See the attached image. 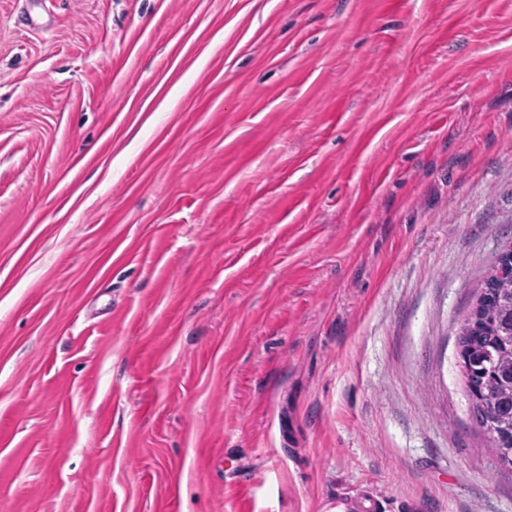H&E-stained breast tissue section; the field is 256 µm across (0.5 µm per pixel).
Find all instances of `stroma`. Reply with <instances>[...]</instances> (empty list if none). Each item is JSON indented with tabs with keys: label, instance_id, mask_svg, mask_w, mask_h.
<instances>
[{
	"label": "stroma",
	"instance_id": "obj_1",
	"mask_svg": "<svg viewBox=\"0 0 512 512\" xmlns=\"http://www.w3.org/2000/svg\"><path fill=\"white\" fill-rule=\"evenodd\" d=\"M510 247L512 0H0V512H512ZM512 276L506 274L499 282L497 302L491 305L489 321L497 346L490 344L492 356L488 367H495L496 376L488 381L482 391L481 400L491 422L496 426V435L492 438L505 441L512 431V350H507L506 344L512 339ZM481 329L477 328V331L475 333H472L474 336H466L467 334L462 333L459 339V346H460V352H461V358H462V365L464 361L465 366V376L467 380V387L469 390V394L472 401V407H473V413L476 419V422L478 426L484 431V433L489 434L490 433V422L483 410L482 405L479 402L480 397V391L483 388L487 378H488V372L486 373H475L470 369L469 361L471 356L469 355L467 348H471L472 346L470 344H467L470 341L475 342L477 339L482 338L483 336H480L479 332ZM477 407L481 410L482 413H477Z\"/></svg>",
	"mask_w": 512,
	"mask_h": 512
}]
</instances>
